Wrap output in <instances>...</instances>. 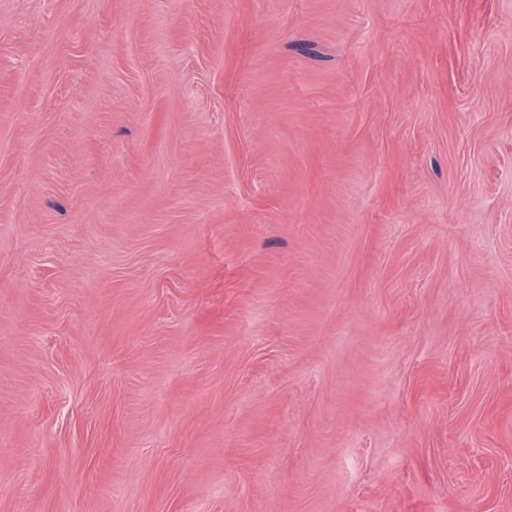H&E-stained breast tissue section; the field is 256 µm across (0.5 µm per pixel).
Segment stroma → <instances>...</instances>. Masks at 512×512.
<instances>
[{"label":"stroma","mask_w":512,"mask_h":512,"mask_svg":"<svg viewBox=\"0 0 512 512\" xmlns=\"http://www.w3.org/2000/svg\"><path fill=\"white\" fill-rule=\"evenodd\" d=\"M0 512H512V0H0Z\"/></svg>","instance_id":"stroma-1"}]
</instances>
